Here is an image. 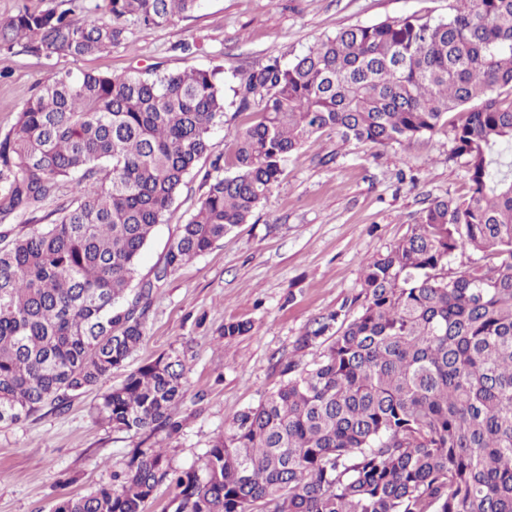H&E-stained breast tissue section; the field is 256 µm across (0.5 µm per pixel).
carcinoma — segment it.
I'll list each match as a JSON object with an SVG mask.
<instances>
[{"mask_svg":"<svg viewBox=\"0 0 512 512\" xmlns=\"http://www.w3.org/2000/svg\"><path fill=\"white\" fill-rule=\"evenodd\" d=\"M202 0H95L80 23L55 5L0 18V53L86 57L162 27ZM224 66L121 75L52 69L0 132V424L74 397L142 343L161 283L249 223L290 155L319 131L388 147L432 134L448 113V159L471 192L431 200L410 233L366 260L355 298L315 318L281 382L224 427L203 466L171 470L136 450L112 483L54 512H512V0H451L338 31L293 63L233 89L254 112L216 156L206 192L153 269L138 259L226 124ZM69 190L56 218L11 236ZM480 258L457 268L458 253ZM179 356L161 354L101 396L112 428L178 431Z\"/></svg>","mask_w":512,"mask_h":512,"instance_id":"cac0c4a2","label":"carcinoma"}]
</instances>
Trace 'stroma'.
I'll return each instance as SVG.
<instances>
[{"label":"stroma","mask_w":512,"mask_h":512,"mask_svg":"<svg viewBox=\"0 0 512 512\" xmlns=\"http://www.w3.org/2000/svg\"><path fill=\"white\" fill-rule=\"evenodd\" d=\"M449 0H202L199 10L159 28L132 26L127 42L103 53L49 61L15 49L0 53V131L16 121L49 67L123 74L157 63L170 71L224 66V87L268 60L288 64L310 47L357 24L412 14L447 16ZM435 133L369 149L323 130L288 159L285 172L251 221L171 276L156 294L143 344L129 368L163 352L180 355L188 396L180 428L158 434L172 470L201 466L214 439L243 409L280 381L278 360L321 314L360 291L362 264L418 223L437 197H462L470 181L449 161L450 123ZM203 188L190 179L139 260L151 276L177 225L198 208ZM250 322L225 340L224 325ZM114 372L61 415L40 411L0 427V512H51L65 495L111 483L140 439L108 426L101 394L120 384Z\"/></svg>","instance_id":"stroma-1"}]
</instances>
